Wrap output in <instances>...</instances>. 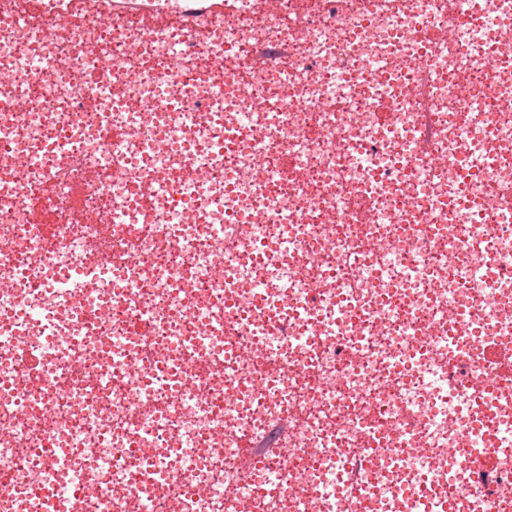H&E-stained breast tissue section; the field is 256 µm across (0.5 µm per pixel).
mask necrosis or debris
I'll list each match as a JSON object with an SVG mask.
<instances>
[{
  "label": "necrosis or debris",
  "instance_id": "4bbe7bcc",
  "mask_svg": "<svg viewBox=\"0 0 512 512\" xmlns=\"http://www.w3.org/2000/svg\"><path fill=\"white\" fill-rule=\"evenodd\" d=\"M61 2L0 0V512H512V0Z\"/></svg>",
  "mask_w": 512,
  "mask_h": 512
}]
</instances>
